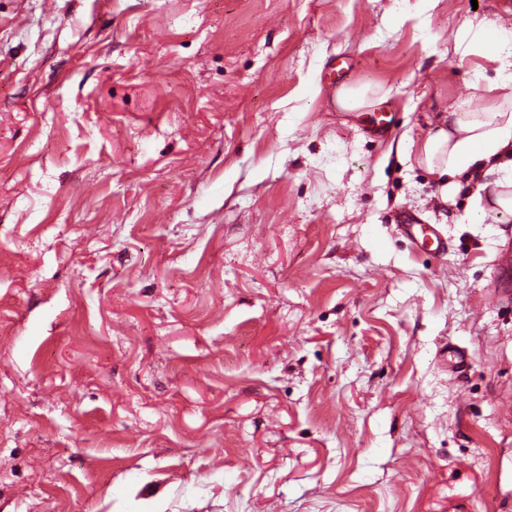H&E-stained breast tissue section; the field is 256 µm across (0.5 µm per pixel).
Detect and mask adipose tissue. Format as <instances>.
Instances as JSON below:
<instances>
[{
  "label": "adipose tissue",
  "mask_w": 512,
  "mask_h": 512,
  "mask_svg": "<svg viewBox=\"0 0 512 512\" xmlns=\"http://www.w3.org/2000/svg\"><path fill=\"white\" fill-rule=\"evenodd\" d=\"M459 44L472 46L499 62V78L494 83L495 97L480 106L456 101L445 115L441 127L413 151L418 164L445 178L448 191H455V176L466 175L476 192L488 193L493 211L476 207L475 223L494 218L506 223L512 217V37L497 30L465 25Z\"/></svg>",
  "instance_id": "obj_1"
}]
</instances>
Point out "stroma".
Masks as SVG:
<instances>
[{
  "mask_svg": "<svg viewBox=\"0 0 512 512\" xmlns=\"http://www.w3.org/2000/svg\"><path fill=\"white\" fill-rule=\"evenodd\" d=\"M467 23L0 0V512H512V222L398 152L491 100ZM368 86H350L342 89L337 97L339 107L347 112H360L373 101ZM403 232L416 241L417 245L432 254L439 255L444 251V238L436 232L431 224H421L416 219L408 224L400 225Z\"/></svg>",
  "mask_w": 512,
  "mask_h": 512,
  "instance_id": "35a3bbf8",
  "label": "stroma"
}]
</instances>
